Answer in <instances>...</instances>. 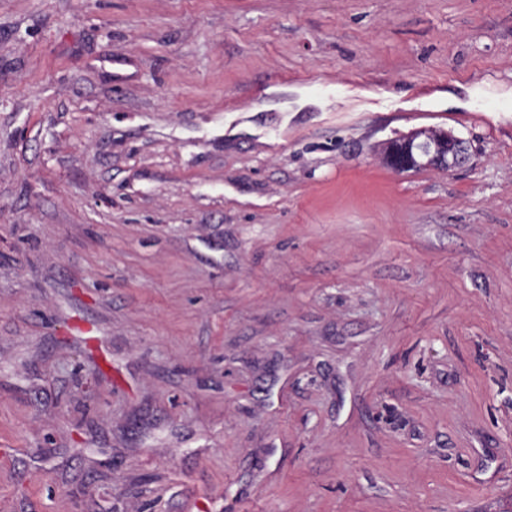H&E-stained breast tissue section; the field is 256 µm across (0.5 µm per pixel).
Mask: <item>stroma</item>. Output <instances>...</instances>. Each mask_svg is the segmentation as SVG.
<instances>
[{
    "instance_id": "1",
    "label": "stroma",
    "mask_w": 512,
    "mask_h": 512,
    "mask_svg": "<svg viewBox=\"0 0 512 512\" xmlns=\"http://www.w3.org/2000/svg\"><path fill=\"white\" fill-rule=\"evenodd\" d=\"M0 512H512V0H0ZM425 158L427 161L448 158L458 160L459 167L465 164L462 155H458L457 146L452 140H426L424 142H407L398 153L391 157L392 167L397 171H405L410 167L411 161L418 158ZM466 165V164H465Z\"/></svg>"
}]
</instances>
